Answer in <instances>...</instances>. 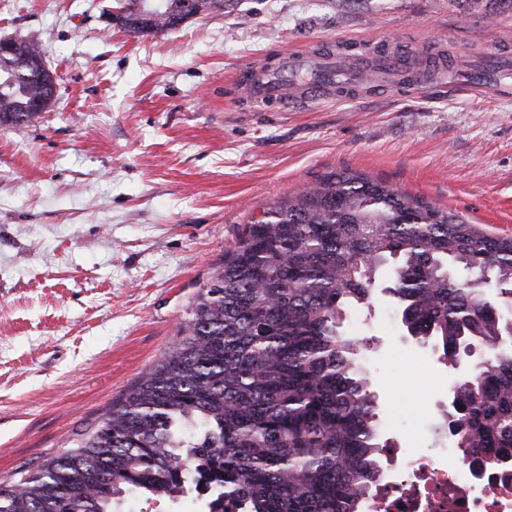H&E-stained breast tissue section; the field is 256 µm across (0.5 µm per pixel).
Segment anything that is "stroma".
<instances>
[{
	"mask_svg": "<svg viewBox=\"0 0 512 512\" xmlns=\"http://www.w3.org/2000/svg\"><path fill=\"white\" fill-rule=\"evenodd\" d=\"M115 0H0L60 80L34 123L0 124V483L63 454L179 339L186 310L264 207L348 169L512 235V11L497 0H226L174 30L111 26ZM350 40L421 61L411 90L309 108L239 72ZM348 333L395 447L431 423L451 367L375 293Z\"/></svg>",
	"mask_w": 512,
	"mask_h": 512,
	"instance_id": "35a3bbf8",
	"label": "stroma"
}]
</instances>
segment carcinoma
<instances>
[{
    "label": "carcinoma",
    "instance_id": "obj_1",
    "mask_svg": "<svg viewBox=\"0 0 512 512\" xmlns=\"http://www.w3.org/2000/svg\"><path fill=\"white\" fill-rule=\"evenodd\" d=\"M133 34L224 0L127 10ZM0 54V124L32 123L57 78L38 45ZM417 342L444 360L478 349L448 380L453 407L434 433L461 460L512 459V236L349 170L271 203L245 227L187 310L181 336L63 455L0 486V512H114L210 484L209 512H361L381 476L383 439L347 312L379 280Z\"/></svg>",
    "mask_w": 512,
    "mask_h": 512
}]
</instances>
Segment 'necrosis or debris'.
<instances>
[{
	"label": "necrosis or debris",
	"mask_w": 512,
	"mask_h": 512,
	"mask_svg": "<svg viewBox=\"0 0 512 512\" xmlns=\"http://www.w3.org/2000/svg\"><path fill=\"white\" fill-rule=\"evenodd\" d=\"M398 479L380 482L365 512H512V468H464L455 448L396 460Z\"/></svg>",
	"instance_id": "4bbe7bcc"
}]
</instances>
